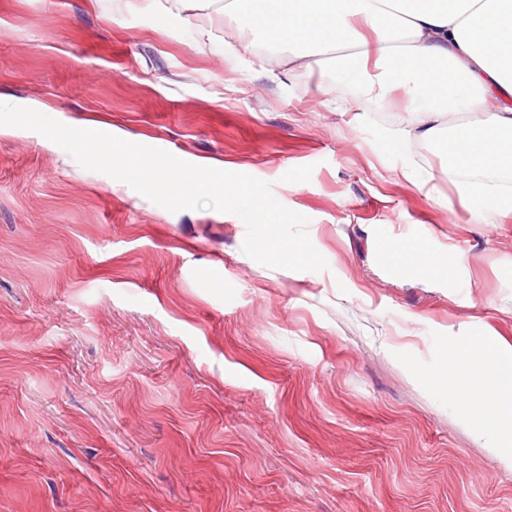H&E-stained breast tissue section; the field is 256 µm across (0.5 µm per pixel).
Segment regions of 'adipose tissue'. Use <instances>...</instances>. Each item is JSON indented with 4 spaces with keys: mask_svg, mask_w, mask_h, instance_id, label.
<instances>
[{
    "mask_svg": "<svg viewBox=\"0 0 512 512\" xmlns=\"http://www.w3.org/2000/svg\"><path fill=\"white\" fill-rule=\"evenodd\" d=\"M200 28L223 20L226 36L254 34L288 53L292 69L317 58L357 85L351 106L382 111L398 91L414 102L397 135L417 148L447 117L448 178L478 208L512 213V0H179ZM447 372L434 377L449 401L490 415L512 442V345L491 336L448 341Z\"/></svg>",
    "mask_w": 512,
    "mask_h": 512,
    "instance_id": "ef3b65f1",
    "label": "adipose tissue"
}]
</instances>
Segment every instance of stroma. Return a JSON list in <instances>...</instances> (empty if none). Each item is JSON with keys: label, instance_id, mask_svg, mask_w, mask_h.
<instances>
[{"label": "stroma", "instance_id": "stroma-1", "mask_svg": "<svg viewBox=\"0 0 512 512\" xmlns=\"http://www.w3.org/2000/svg\"><path fill=\"white\" fill-rule=\"evenodd\" d=\"M279 60L177 0H0V96L270 183L328 263L267 268L237 215L0 136V512H512L430 382L449 338L512 344V215ZM404 260L410 264L423 266L435 272L441 270V263L430 255L428 249L422 244H408L401 249Z\"/></svg>", "mask_w": 512, "mask_h": 512}]
</instances>
